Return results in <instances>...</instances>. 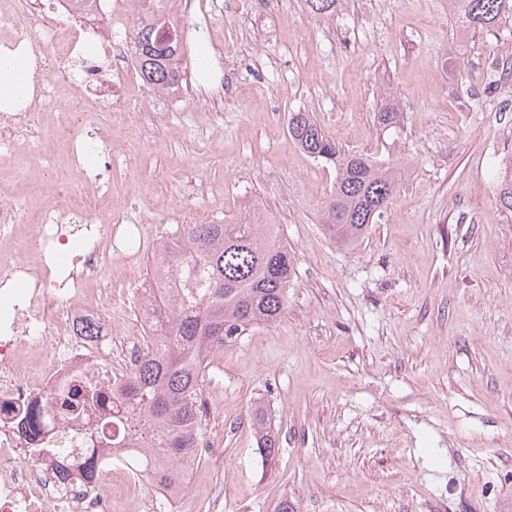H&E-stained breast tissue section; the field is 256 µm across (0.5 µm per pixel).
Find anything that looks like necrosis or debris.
Here are the masks:
<instances>
[{
	"instance_id": "4bbe7bcc",
	"label": "necrosis or debris",
	"mask_w": 512,
	"mask_h": 512,
	"mask_svg": "<svg viewBox=\"0 0 512 512\" xmlns=\"http://www.w3.org/2000/svg\"><path fill=\"white\" fill-rule=\"evenodd\" d=\"M134 0H92L57 15L50 0H0V50L31 49L43 79L25 105L0 114V155L19 146L35 151L39 117L51 105L68 131L65 149L71 170L86 193L104 196L109 183L102 175H86L83 159L90 143L83 131L98 113L112 109V87L136 80L129 24ZM41 27L19 32L31 16ZM99 59L82 58L85 45ZM68 98H59L60 90ZM81 235L83 251L68 267L58 252L70 236ZM123 288L112 281V222L97 212L81 210L69 193L37 223L25 224L19 208L0 200V512H119L121 491L140 488L144 475L129 467L121 451L100 468L96 483L73 474L61 484L54 464L60 448L82 447L85 429L97 426L104 411L95 405L62 411L59 422L45 426L39 447L42 459H24L19 418L33 399L81 380L103 390L119 389L149 347L153 329L147 317L124 316ZM121 319L132 344L113 352L107 334Z\"/></svg>"
}]
</instances>
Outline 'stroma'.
<instances>
[{"mask_svg":"<svg viewBox=\"0 0 512 512\" xmlns=\"http://www.w3.org/2000/svg\"><path fill=\"white\" fill-rule=\"evenodd\" d=\"M181 98L159 125L114 99L112 196L86 195L65 161L37 177L26 151L0 158V198L36 223L65 188L91 211L145 224L128 256L130 304L155 247L181 224L191 179L205 223L258 217L294 256L288 305L207 358L202 427L213 447L182 498L139 493L132 512H501L512 498V22L457 39L448 0H237L214 22L183 18ZM208 70H201L200 51ZM245 63L226 92L223 62ZM391 88L397 130L374 121ZM314 113L348 151L398 165L382 219L354 246L318 220L334 169L288 134ZM109 155V154H108ZM280 432L263 462L255 407Z\"/></svg>","mask_w":512,"mask_h":512,"instance_id":"stroma-1","label":"stroma"}]
</instances>
